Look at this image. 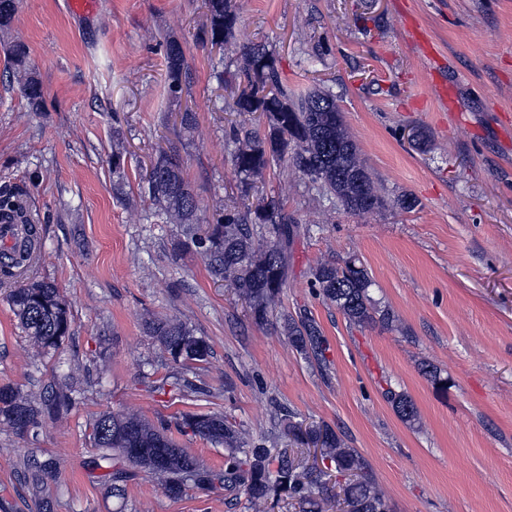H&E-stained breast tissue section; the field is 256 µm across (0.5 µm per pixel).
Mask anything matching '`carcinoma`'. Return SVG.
I'll list each match as a JSON object with an SVG mask.
<instances>
[{
  "label": "carcinoma",
  "instance_id": "cac0c4a2",
  "mask_svg": "<svg viewBox=\"0 0 512 512\" xmlns=\"http://www.w3.org/2000/svg\"><path fill=\"white\" fill-rule=\"evenodd\" d=\"M19 0H0V28L10 25ZM211 46L228 42L235 24L231 0H206ZM241 72L248 81L232 103L230 112H260L266 116L270 133L265 139L251 130H234L232 162L245 181L263 177L272 163L289 158L302 175L321 183L324 191L338 198L347 210L367 215L385 205L370 173L360 157L352 135L344 127L336 97L328 90L316 89L296 94L282 83L273 59L256 44L240 48ZM19 92L37 109L42 90L26 67L27 51L18 42L11 48ZM167 92L178 98L183 92L182 74L186 55L181 44L165 47ZM147 192L155 215L166 224L183 227L191 248L205 260L211 274L232 285L251 308L255 320L267 321L269 312L280 301L288 278V247L300 228L275 201L251 210L245 206L226 207L216 223L204 233L196 218L197 199L186 181L178 156L161 152L146 175ZM29 245L0 251V276L20 275L39 249L37 225H31ZM310 285L322 299L342 312L352 324L382 321L391 315L379 310L369 294L371 278L360 258L350 256L342 262L320 261L310 272ZM9 301L15 316L34 344L44 350L58 348L70 333L71 314L65 297L55 284L44 280L19 283ZM146 332L153 336L176 362L206 363L209 344L194 335L189 327L174 318H150ZM282 333L297 353L326 365L325 339L316 321L303 313L286 316ZM75 389L67 375L56 379L51 396L36 400L12 387H0V417L22 435L41 416L58 419L76 403ZM387 399L402 422L413 428L419 423L417 408L404 392L390 390ZM183 428L211 443L224 446V470L216 471L178 448L164 430L135 412L100 414L92 427L93 446L104 453L115 452L112 471L103 479L112 494L122 495L133 473L122 466L127 462L162 480L164 492L177 499L189 489L211 491L218 487H241L252 512H265L271 495L279 490L298 505L299 512H323L325 478L331 473L350 476L343 488L345 512H390V505L368 463L354 448L344 444L334 430L324 426L305 431L291 430L294 452L272 454L256 445L249 434L222 413L188 415ZM319 450L321 466L308 464L306 454ZM57 468L51 456L32 454L26 463V482L37 494L46 478Z\"/></svg>",
  "mask_w": 512,
  "mask_h": 512
}]
</instances>
